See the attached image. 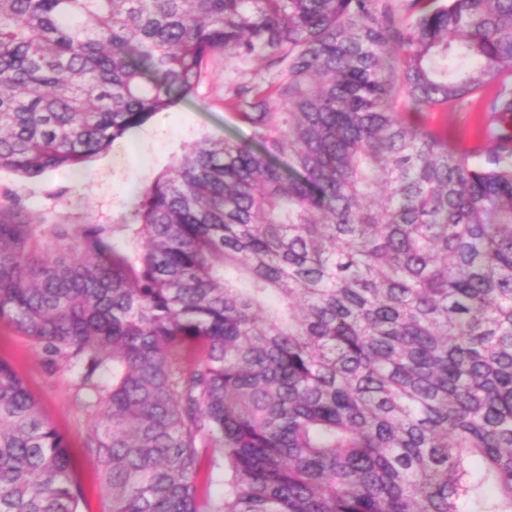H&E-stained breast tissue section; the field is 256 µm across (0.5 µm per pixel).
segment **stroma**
Instances as JSON below:
<instances>
[{
	"mask_svg": "<svg viewBox=\"0 0 512 512\" xmlns=\"http://www.w3.org/2000/svg\"><path fill=\"white\" fill-rule=\"evenodd\" d=\"M274 74L263 59L237 68L225 64L223 58H210L194 92L171 106L163 120L152 118L130 130L81 168L56 169L31 179L0 169V206L16 204L46 224L131 221L125 202L128 188L145 191L202 139L248 137V128L225 101L240 81H269ZM483 118L480 112L451 109L433 113L427 124L458 146L470 143ZM0 357L17 368L45 417L67 437L77 461L76 475L84 486L86 512H102L99 465L83 446L85 415L75 398V371L64 359H49L28 338L4 324H0Z\"/></svg>",
	"mask_w": 512,
	"mask_h": 512,
	"instance_id": "1",
	"label": "stroma"
}]
</instances>
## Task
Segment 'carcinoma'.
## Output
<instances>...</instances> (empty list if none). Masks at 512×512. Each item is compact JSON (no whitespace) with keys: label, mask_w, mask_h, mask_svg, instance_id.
I'll list each match as a JSON object with an SVG mask.
<instances>
[{"label":"carcinoma","mask_w":512,"mask_h":512,"mask_svg":"<svg viewBox=\"0 0 512 512\" xmlns=\"http://www.w3.org/2000/svg\"><path fill=\"white\" fill-rule=\"evenodd\" d=\"M215 54L277 80L127 250L0 207V323L78 368L107 512H512V0H0V168L80 166ZM83 503L1 358L0 512ZM483 118L482 112L448 109L447 112H433L427 124L430 128L445 134L449 143L459 146L470 143Z\"/></svg>","instance_id":"carcinoma-1"}]
</instances>
